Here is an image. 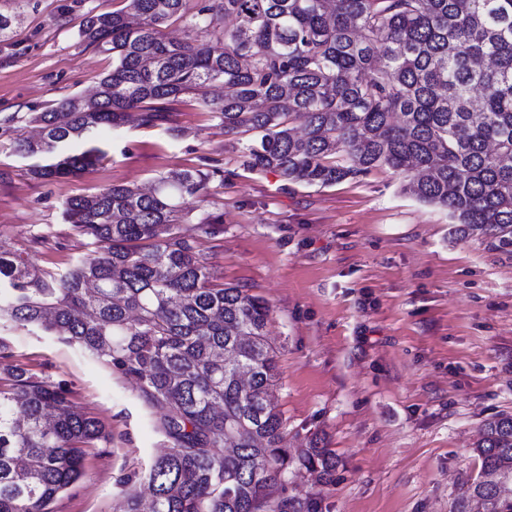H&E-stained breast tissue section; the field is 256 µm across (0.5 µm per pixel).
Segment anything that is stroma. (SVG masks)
I'll list each match as a JSON object with an SVG mask.
<instances>
[{"mask_svg": "<svg viewBox=\"0 0 512 512\" xmlns=\"http://www.w3.org/2000/svg\"><path fill=\"white\" fill-rule=\"evenodd\" d=\"M124 0H30L0 41V249L60 272L87 250L63 217L71 197L115 183L150 185L171 170L209 173L189 197L185 230L220 282L270 307L268 336L279 380L272 400L288 441L317 439L335 452L329 483L308 474L276 488L312 495L320 512H449L480 463L471 453L483 420L512 414V254L484 237L450 235L446 211L402 190L379 167L327 187L290 182L245 164L243 136L191 98L171 104L168 125L138 120L104 131L98 165L51 181L15 150L32 113L92 90L112 59L83 42L84 14ZM219 217L213 234L198 230ZM9 361L71 398L112 436L90 451L81 479L52 512H113L122 478H138L166 450L156 413L133 381L56 336L0 328Z\"/></svg>", "mask_w": 512, "mask_h": 512, "instance_id": "1", "label": "stroma"}]
</instances>
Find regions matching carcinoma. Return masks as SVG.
Returning a JSON list of instances; mask_svg holds the SVG:
<instances>
[{"instance_id": "cac0c4a2", "label": "carcinoma", "mask_w": 512, "mask_h": 512, "mask_svg": "<svg viewBox=\"0 0 512 512\" xmlns=\"http://www.w3.org/2000/svg\"><path fill=\"white\" fill-rule=\"evenodd\" d=\"M85 14L79 36L112 56L88 98L31 116L17 151L37 179L74 175L107 151L97 134L129 111L167 120L187 95L228 135L252 134L248 165L329 186L386 166L403 191L448 212L450 232L512 253V0H125ZM236 26L221 25L225 19ZM181 22L191 42L164 36ZM222 85L228 93L209 97ZM84 148L72 154L68 145ZM209 175L172 171L64 203L89 249L61 271L0 250V321L40 328L135 380L166 443L145 475L149 512H319L272 488L305 471L329 482L336 454L288 448L269 399V305L226 287L182 233L181 204ZM110 433L60 386L0 365V512H50ZM477 475L450 512H512V415L486 419ZM114 512H144L127 490Z\"/></svg>"}]
</instances>
